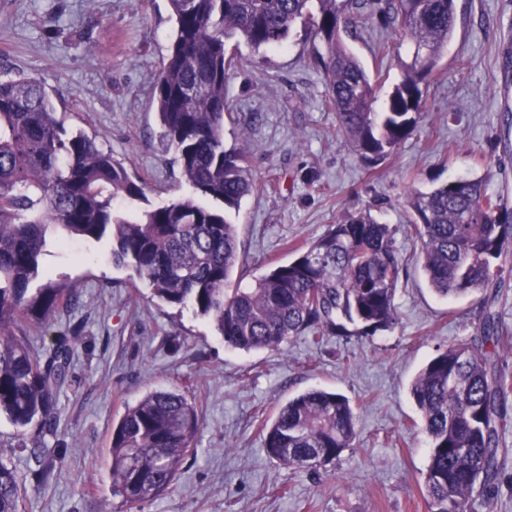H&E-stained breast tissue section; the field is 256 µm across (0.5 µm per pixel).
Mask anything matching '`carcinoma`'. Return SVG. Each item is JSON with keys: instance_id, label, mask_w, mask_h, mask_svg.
<instances>
[{"instance_id": "obj_1", "label": "carcinoma", "mask_w": 512, "mask_h": 512, "mask_svg": "<svg viewBox=\"0 0 512 512\" xmlns=\"http://www.w3.org/2000/svg\"><path fill=\"white\" fill-rule=\"evenodd\" d=\"M174 36L156 76L153 102L163 136L191 193L152 209L145 182L79 129L67 131L36 78L0 79V415L26 439L47 482L56 458L40 435L54 431L56 391L75 355L78 330L56 336L42 353L29 332L49 329L79 291L49 278L43 265L51 234L112 240V260L130 264L152 297L191 306L215 323L224 344L238 350H278L311 335L372 336L396 321L395 295L406 260L392 230L368 214H348L286 264L248 286L228 287L239 261L235 227L208 202L239 207L255 188L248 158L224 148V84L234 58L226 45L279 47L301 22L321 44L313 60L336 112V130L376 167L415 130L420 84L437 68L452 37L454 0H385L395 36L415 46L386 108H373L375 80L348 47L352 16L363 0H168ZM418 257L442 298L478 291L483 309L477 336L438 353L411 384L429 439L424 476L428 512H471L473 495L487 497L506 453L502 436L512 376L497 350L502 327L495 305L501 259L512 256V211L481 178L450 180L410 194ZM197 408L178 389L153 391L127 408L112 428V486L131 507L173 485L191 455ZM356 436V413L345 396L311 389L289 399L267 428L268 455L288 468L338 459ZM21 481L0 453V512H22Z\"/></svg>"}]
</instances>
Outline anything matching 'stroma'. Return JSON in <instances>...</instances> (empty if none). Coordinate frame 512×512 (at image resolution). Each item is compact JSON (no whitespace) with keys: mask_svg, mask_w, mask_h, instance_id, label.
Here are the masks:
<instances>
[{"mask_svg":"<svg viewBox=\"0 0 512 512\" xmlns=\"http://www.w3.org/2000/svg\"><path fill=\"white\" fill-rule=\"evenodd\" d=\"M455 9L417 129L373 170L336 131L302 24L282 46H240L244 64L226 79L224 146L247 151L256 185L227 214L240 256L231 284L254 282L288 262L292 247L368 212L390 226L407 260L396 324L320 346L302 335L279 352L231 349L209 319L152 299L133 267L113 263L110 240L53 249L46 269L80 299L49 331L33 330L32 346L43 351L75 326L80 342L58 393L55 431L45 437L59 459L47 483L31 480L30 451L0 417V448L24 481V512H427L428 440L410 386L438 351L474 336L481 296L432 291L416 261L408 194L479 177L512 210V67L503 65L512 54V0H455ZM392 35L377 0H367L346 38L371 71L380 64L377 39L391 40L378 110L413 57ZM172 40L167 0H0V72L41 80L66 128L94 135L143 177L144 209L188 192L152 100ZM314 388L349 398L356 437L326 466L280 465L264 448L266 429L288 399ZM171 389L199 412L195 453L168 493L133 511L112 491V426L147 393Z\"/></svg>","mask_w":512,"mask_h":512,"instance_id":"obj_1","label":"stroma"}]
</instances>
